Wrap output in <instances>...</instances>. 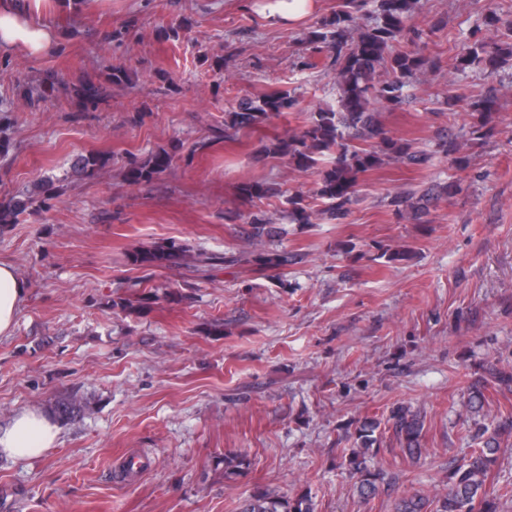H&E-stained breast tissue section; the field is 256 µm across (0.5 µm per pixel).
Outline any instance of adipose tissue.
Listing matches in <instances>:
<instances>
[{"instance_id": "obj_1", "label": "adipose tissue", "mask_w": 512, "mask_h": 512, "mask_svg": "<svg viewBox=\"0 0 512 512\" xmlns=\"http://www.w3.org/2000/svg\"><path fill=\"white\" fill-rule=\"evenodd\" d=\"M56 35L31 21L18 0H0V47L35 56L50 50ZM27 295V284L14 266L0 262V338L12 335ZM62 428L46 411L32 408L18 412L10 425L0 429V457L27 460L54 447Z\"/></svg>"}]
</instances>
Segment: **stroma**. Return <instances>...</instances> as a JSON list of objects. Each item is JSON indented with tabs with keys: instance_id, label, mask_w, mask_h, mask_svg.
I'll list each match as a JSON object with an SVG mask.
<instances>
[{
	"instance_id": "obj_1",
	"label": "stroma",
	"mask_w": 512,
	"mask_h": 512,
	"mask_svg": "<svg viewBox=\"0 0 512 512\" xmlns=\"http://www.w3.org/2000/svg\"><path fill=\"white\" fill-rule=\"evenodd\" d=\"M262 2L83 0L73 10L42 0L32 18L57 31V45L39 56L0 47V203L40 182L55 190L0 233V261L28 286L13 335L0 339V428L59 396L86 404L55 448L0 459V512H241L258 490L310 494L315 512H394L404 495L443 494L479 434L512 420V387L490 383L512 372V60L492 74L454 67L474 41H501L512 0H419L397 47L422 34L441 66L411 77L402 107L374 110L431 160L364 175L340 222L323 215L314 174L263 146L336 106L329 59L299 61L310 55L303 34L344 0H316L291 26L272 23ZM492 88L486 136L465 142L471 104ZM268 90L298 103L225 139V112ZM451 139L448 156L440 145ZM162 149L171 167L131 183V160ZM91 153L107 164L87 179L75 165ZM264 181L279 196L241 191ZM451 183L458 192L445 194ZM401 191L422 198L423 222L396 215ZM295 194L318 210L315 223L284 219ZM257 210L276 228L261 248L285 252L284 267L255 260L201 276L131 260L170 239L237 253L241 218ZM136 279L168 298L137 306ZM119 297L130 307L113 306ZM401 405L425 422L414 458L389 422ZM372 419L367 464L381 481L364 499L342 462ZM228 454L248 468L225 477ZM486 488L497 512H512V438Z\"/></svg>"
}]
</instances>
